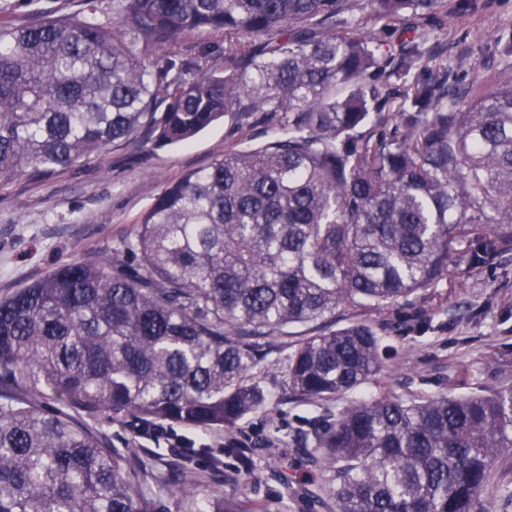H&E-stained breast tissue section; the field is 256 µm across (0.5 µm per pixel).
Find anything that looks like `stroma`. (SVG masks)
I'll return each instance as SVG.
<instances>
[{
	"instance_id": "1",
	"label": "stroma",
	"mask_w": 512,
	"mask_h": 512,
	"mask_svg": "<svg viewBox=\"0 0 512 512\" xmlns=\"http://www.w3.org/2000/svg\"><path fill=\"white\" fill-rule=\"evenodd\" d=\"M94 7L112 22V0H0V24L22 25L44 15H80ZM442 45L454 64L453 80L494 86L512 73V0H448V34ZM206 53L224 67V37L207 32L179 35L150 49L151 57L183 58ZM252 131L225 118L185 145L151 149L140 144L109 146L102 155L47 177L0 179V298L76 258L98 260L132 236L136 222L164 188L210 165ZM431 300L413 295L390 311L387 333L395 355L389 369L354 391V398L396 394L413 400L438 393L467 394L512 385V255L470 274L451 269L431 288ZM267 353L256 370L270 402L242 419L233 431L176 426L177 434L207 444L192 468L201 492L256 504L263 512H328L309 500L285 502V483L299 477L291 448L312 420L332 415V402L294 398L277 370L288 352L284 337L263 342ZM282 453L271 458V445ZM251 472L245 484L233 475Z\"/></svg>"
}]
</instances>
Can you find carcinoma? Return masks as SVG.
Instances as JSON below:
<instances>
[{
  "label": "carcinoma",
  "mask_w": 512,
  "mask_h": 512,
  "mask_svg": "<svg viewBox=\"0 0 512 512\" xmlns=\"http://www.w3.org/2000/svg\"><path fill=\"white\" fill-rule=\"evenodd\" d=\"M112 0L0 25V178L48 175L114 143L186 144L229 116L261 141L168 185L132 238L0 298V512H248L154 489L135 443L97 425L235 428L262 408L260 340L312 330L279 364L302 402L388 366L384 315L512 253V76L450 82L447 0ZM185 31L208 55L146 63ZM164 112H158L159 107ZM137 261L131 266L128 261ZM374 323L326 328L340 307ZM287 498L330 512H483L512 466V385L351 400L298 442ZM209 55L210 63H214V69L220 71L224 68V36L207 32L182 33L169 44L152 48L148 51L150 59L158 56H170L184 58L189 55H198L201 52ZM141 428V420L129 414H122L113 422L99 427V429L106 434L113 447L123 448L129 440L136 439L140 442L139 446L150 453L153 448H158V446L156 447L149 439L136 438ZM508 480H512V471L507 473L504 468L497 466L493 471V475L488 486V489H490L489 494H487L485 498L487 510H489V512H512L511 504L508 507L503 506L498 498L491 493V489L493 487L501 484L502 482H507Z\"/></svg>",
  "instance_id": "obj_1"
}]
</instances>
